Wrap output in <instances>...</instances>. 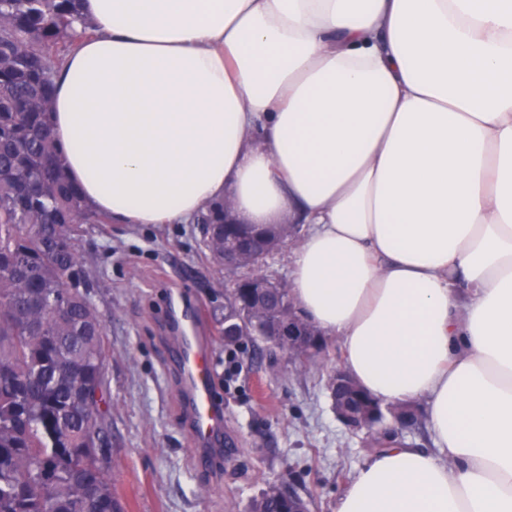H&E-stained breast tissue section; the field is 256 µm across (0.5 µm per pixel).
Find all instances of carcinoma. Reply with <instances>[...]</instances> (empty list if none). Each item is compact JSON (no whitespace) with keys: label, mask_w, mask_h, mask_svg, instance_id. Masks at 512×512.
<instances>
[{"label":"carcinoma","mask_w":512,"mask_h":512,"mask_svg":"<svg viewBox=\"0 0 512 512\" xmlns=\"http://www.w3.org/2000/svg\"><path fill=\"white\" fill-rule=\"evenodd\" d=\"M79 0H0V512H124L105 462L92 457L94 439L107 434L110 400L104 380L106 350L100 313L79 241L84 224L109 217L84 203L71 187L53 139L49 113L53 76L78 33L95 26ZM212 263L224 266V248L241 236L257 242L240 250L228 272L224 318L243 322L258 340L270 323L288 321L290 288H242L257 278L291 235L289 225L256 231L230 225L224 205L199 216ZM337 401L359 409L374 402L352 381H330ZM278 485L250 512H299Z\"/></svg>","instance_id":"carcinoma-1"}]
</instances>
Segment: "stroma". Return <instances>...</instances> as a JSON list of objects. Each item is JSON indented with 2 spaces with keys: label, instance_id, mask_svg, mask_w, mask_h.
<instances>
[{
  "label": "stroma",
  "instance_id": "stroma-1",
  "mask_svg": "<svg viewBox=\"0 0 512 512\" xmlns=\"http://www.w3.org/2000/svg\"><path fill=\"white\" fill-rule=\"evenodd\" d=\"M97 284L105 378L112 398L107 472L125 512H247L268 484L291 483L310 512H333L371 455L365 432L349 430L329 397L338 339L303 366L267 344L227 348L218 333L224 273L212 266L195 224H89L81 242ZM207 313L214 390L235 453L207 473L194 470L173 345L170 288Z\"/></svg>",
  "mask_w": 512,
  "mask_h": 512
}]
</instances>
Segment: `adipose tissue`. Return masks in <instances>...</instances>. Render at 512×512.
<instances>
[{
    "mask_svg": "<svg viewBox=\"0 0 512 512\" xmlns=\"http://www.w3.org/2000/svg\"><path fill=\"white\" fill-rule=\"evenodd\" d=\"M51 123L116 224L307 225L301 313L437 449L334 512H512V0H81Z\"/></svg>",
    "mask_w": 512,
    "mask_h": 512,
    "instance_id": "obj_1",
    "label": "adipose tissue"
}]
</instances>
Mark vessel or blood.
Wrapping results in <instances>:
<instances>
[{"instance_id":"1","label":"vessel or blood","mask_w":512,"mask_h":512,"mask_svg":"<svg viewBox=\"0 0 512 512\" xmlns=\"http://www.w3.org/2000/svg\"><path fill=\"white\" fill-rule=\"evenodd\" d=\"M167 322L175 334L173 362L185 414L197 444L193 465L208 470L233 456L234 443L224 431V406L214 394L207 318L196 302L176 291L167 298Z\"/></svg>"}]
</instances>
